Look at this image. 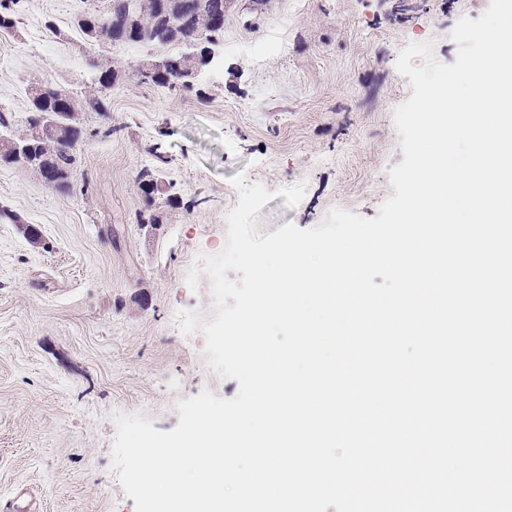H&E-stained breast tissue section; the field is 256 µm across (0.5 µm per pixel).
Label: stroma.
Masks as SVG:
<instances>
[{"mask_svg": "<svg viewBox=\"0 0 512 512\" xmlns=\"http://www.w3.org/2000/svg\"><path fill=\"white\" fill-rule=\"evenodd\" d=\"M101 3L22 0L15 32L0 35V111L17 135L31 82L80 92L102 70L118 74L105 113L80 116L88 135L68 193L0 167V207L41 235L34 247L0 222V512L24 487L39 512H135L112 469L114 413L169 431L178 401L238 393L208 368L203 334L176 322L215 315L208 276L193 290L186 275L225 244L232 177L274 192L256 216L263 236L315 227L334 207L377 217L403 160L394 111L412 89L401 50L429 42L454 63L451 30L490 0H235L188 88L139 74L186 45L84 44L74 22ZM145 170L161 179L155 229L137 221ZM301 182L303 199L287 207L278 189Z\"/></svg>", "mask_w": 512, "mask_h": 512, "instance_id": "obj_1", "label": "stroma"}]
</instances>
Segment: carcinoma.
<instances>
[{"instance_id":"1","label":"carcinoma","mask_w":512,"mask_h":512,"mask_svg":"<svg viewBox=\"0 0 512 512\" xmlns=\"http://www.w3.org/2000/svg\"><path fill=\"white\" fill-rule=\"evenodd\" d=\"M19 0H0V32L16 27L13 6ZM230 0H107L106 10L90 11L76 21V28L88 45L133 43L167 46L206 40L214 45L224 33V11ZM200 58L188 54L167 58L164 70L150 81L157 85L180 83L191 87L189 76ZM30 112L25 133L11 131V116L0 111V165H16L15 156L24 148L32 154L24 170L59 192L70 189L76 162V149L86 138L79 113L104 110L99 92L87 90L76 97L69 90L51 83L30 87ZM139 189L146 203L160 191L157 174L145 171Z\"/></svg>"}]
</instances>
